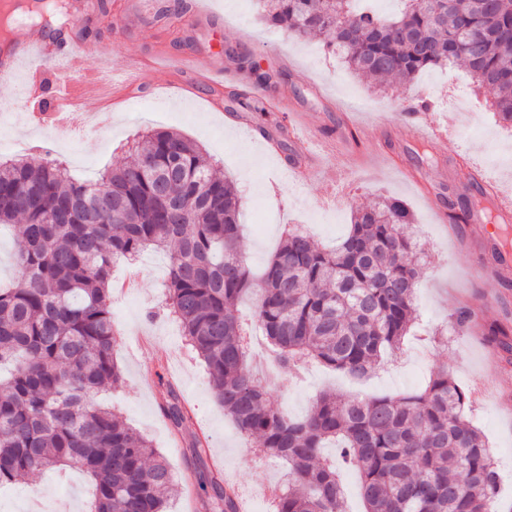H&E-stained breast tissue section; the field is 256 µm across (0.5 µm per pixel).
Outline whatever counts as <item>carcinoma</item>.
<instances>
[{
    "label": "carcinoma",
    "mask_w": 512,
    "mask_h": 512,
    "mask_svg": "<svg viewBox=\"0 0 512 512\" xmlns=\"http://www.w3.org/2000/svg\"><path fill=\"white\" fill-rule=\"evenodd\" d=\"M266 21L301 38H324L353 73L408 84L426 69L464 64L512 126V0H403L399 15L355 0H258ZM35 24L64 25L67 7L39 0ZM235 108L259 102L233 90ZM472 201L448 198L452 225ZM413 218L382 197L356 211L332 250L287 230L260 280L240 251V198L202 149L180 133L150 130L127 163L95 182L60 163H0V228L16 243L17 280L0 289V484L77 467L95 484L91 512H166L175 472L151 441L96 396L120 381L109 305L112 265L145 251L169 256L170 310L206 363L213 393L244 436L288 464L276 512H344L337 445L360 474L365 512H494L499 474L468 411L471 392L441 368L416 392L346 397L324 392L295 419L270 405L246 363L237 303L255 295L254 319L298 370L318 362L364 377L401 348L414 323L424 266L412 261ZM512 365L509 330L480 324ZM162 416L196 465L197 512H239L224 473L191 425L176 388L159 382Z\"/></svg>",
    "instance_id": "cac0c4a2"
}]
</instances>
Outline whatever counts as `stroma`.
<instances>
[{"instance_id": "stroma-1", "label": "stroma", "mask_w": 512, "mask_h": 512, "mask_svg": "<svg viewBox=\"0 0 512 512\" xmlns=\"http://www.w3.org/2000/svg\"><path fill=\"white\" fill-rule=\"evenodd\" d=\"M105 3L109 13L129 14L125 27L102 29L99 45L106 70L126 73L127 59H140L139 71L127 73L131 90L117 88L111 98L87 101L86 111L107 116L103 125L33 129L26 115L38 111L39 104L24 96L26 71L0 75V160L38 163L53 146L76 178L92 180L102 170L124 163L126 143L139 132H180L205 150L219 174L234 182L244 223L240 247L257 273L266 267L286 225H305L320 246L331 248L347 233L357 209L382 195L402 200L414 216L418 246L431 263L416 289L418 319L400 351L384 357L364 380L317 363L299 379L288 369L275 368L267 376L269 399L300 418L327 389L354 397L406 394L419 389L434 368L447 369L460 384L484 389L475 397L470 416L485 435L501 477L497 512H512V371L501 368L478 331L456 327L454 318L469 304L482 308L485 318L512 328V289H504L482 262L487 238L483 224L466 225L458 234L434 212L455 185L462 165L479 171L497 194H512V162L491 159L496 150L512 145V129L495 121L488 95L475 93L466 67H437L422 72L412 84L377 86L350 72L323 41L298 38L262 22L257 0H213L212 19L193 26L178 22L170 28L153 20L157 0ZM178 41L185 43L186 54L228 70L229 80L222 86L226 92L250 85L248 72L237 62L239 53H250L271 76L265 91L268 111L241 113L239 121L225 127L226 105L208 101L201 86L181 74L155 66L156 57L175 54ZM467 91L477 106L469 115L470 135L452 133L447 141L434 144L399 130L403 101L427 99L434 120L445 124ZM281 96L317 133L307 150L320 153L321 161L302 183L296 181L282 148L265 134L274 124L288 121V110L273 105ZM346 113L359 121V136L346 130ZM401 167L427 169L429 183L421 190L413 187L398 175ZM136 272L138 288L111 297L123 380L101 389L98 401L112 405L128 425L151 440L177 474H186L185 447L158 409V378L152 372L158 358L167 356V372L207 428L211 453L223 458L225 475L248 497L251 512H274V502L263 490L285 482L286 465L271 461L242 436L215 400L202 360L165 308V255L145 253ZM35 499L52 512H89L92 487L78 469L47 471L1 486L0 512H28Z\"/></svg>"}]
</instances>
